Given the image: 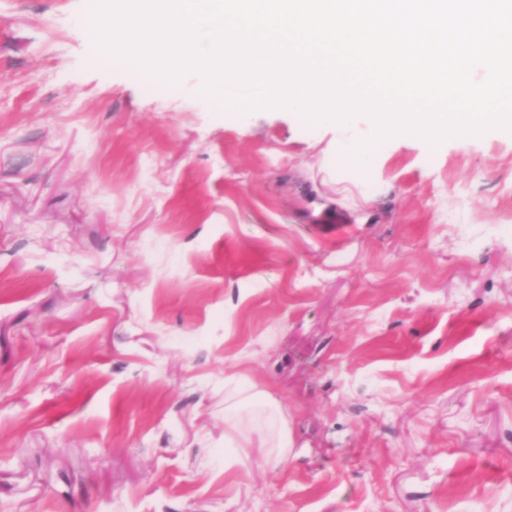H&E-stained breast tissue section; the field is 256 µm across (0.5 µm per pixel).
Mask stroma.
I'll use <instances>...</instances> for the list:
<instances>
[{
	"instance_id": "1",
	"label": "stroma",
	"mask_w": 512,
	"mask_h": 512,
	"mask_svg": "<svg viewBox=\"0 0 512 512\" xmlns=\"http://www.w3.org/2000/svg\"><path fill=\"white\" fill-rule=\"evenodd\" d=\"M86 11L0 0V512H512V133L357 164Z\"/></svg>"
}]
</instances>
